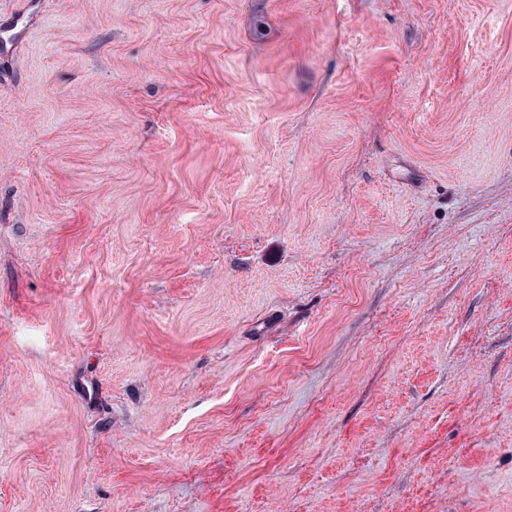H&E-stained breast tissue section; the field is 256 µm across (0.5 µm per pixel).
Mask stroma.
<instances>
[{"label": "stroma", "instance_id": "obj_1", "mask_svg": "<svg viewBox=\"0 0 512 512\" xmlns=\"http://www.w3.org/2000/svg\"><path fill=\"white\" fill-rule=\"evenodd\" d=\"M0 512H512V0H39Z\"/></svg>", "mask_w": 512, "mask_h": 512}]
</instances>
